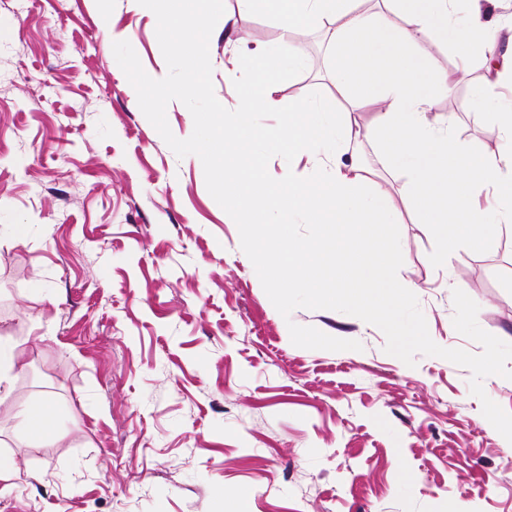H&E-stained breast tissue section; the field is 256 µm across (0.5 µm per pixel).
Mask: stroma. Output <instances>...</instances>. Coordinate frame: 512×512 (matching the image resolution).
Here are the masks:
<instances>
[{"label": "stroma", "mask_w": 512, "mask_h": 512, "mask_svg": "<svg viewBox=\"0 0 512 512\" xmlns=\"http://www.w3.org/2000/svg\"><path fill=\"white\" fill-rule=\"evenodd\" d=\"M225 9L233 32L210 21L197 90L132 0H0V336L25 363L9 402L62 412L53 442L0 413V452L20 467L0 512H220L221 490L250 512H512V227L435 266L432 226L391 225V273L411 285L393 325L297 289L272 307L185 140L231 124L234 47L299 34ZM304 34L284 105L333 82L324 27ZM132 62L182 94L143 96ZM439 109L465 145L496 150L471 90ZM409 326L425 340L397 348Z\"/></svg>", "instance_id": "35a3bbf8"}]
</instances>
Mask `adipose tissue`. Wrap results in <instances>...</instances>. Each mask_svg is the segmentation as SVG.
I'll return each mask as SVG.
<instances>
[{
    "label": "adipose tissue",
    "mask_w": 512,
    "mask_h": 512,
    "mask_svg": "<svg viewBox=\"0 0 512 512\" xmlns=\"http://www.w3.org/2000/svg\"><path fill=\"white\" fill-rule=\"evenodd\" d=\"M253 15L268 16L283 30L329 25L336 95L299 101L281 109L273 97L285 73L306 67L295 43L246 51L239 58L243 105L234 112L233 136L213 128L192 149L224 185V206L243 220L244 239L258 277L271 282L268 300L287 301L284 273L294 276L313 307L345 304L363 317L388 323L401 308L407 285L388 274L384 258L395 253L389 227L401 223L393 197L350 147L361 139L380 149L379 163L406 177L405 194L418 223L438 239L432 263L447 262L465 244L481 248L501 227L512 224V55L483 61L474 88L498 136L486 153L463 147L438 104L456 81L434 71L432 59L452 46L460 65L470 62L476 41L504 33L512 38V15L503 0H381L379 10L360 9L358 0H238ZM154 14L164 36L190 35L188 73L196 87L209 77V23L222 0H136ZM371 110L369 125L358 114ZM282 112L280 126L264 127L260 115ZM264 143L288 155L320 163L306 178L269 181ZM486 198L480 208L478 198ZM301 214L320 225V235L288 236V218Z\"/></svg>",
    "instance_id": "ef3b65f1"
}]
</instances>
